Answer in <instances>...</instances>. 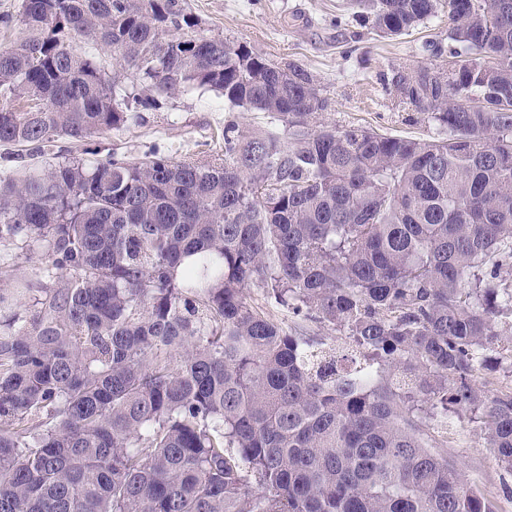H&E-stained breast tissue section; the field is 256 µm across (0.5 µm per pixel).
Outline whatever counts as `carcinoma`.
Instances as JSON below:
<instances>
[{"instance_id": "1", "label": "carcinoma", "mask_w": 512, "mask_h": 512, "mask_svg": "<svg viewBox=\"0 0 512 512\" xmlns=\"http://www.w3.org/2000/svg\"><path fill=\"white\" fill-rule=\"evenodd\" d=\"M360 6L387 38L448 9V48L425 49L461 67L386 84L438 137L321 124L309 71L187 33L179 0H22L0 142L88 141L178 87L282 132L229 121L219 163L0 181V247L45 249L60 280L0 288V512H496L431 431L466 417L512 471V390L477 382L512 354V0ZM252 287L355 355L285 330ZM73 46L79 52L92 58L106 73L112 75L115 71L118 72L120 70V77H123L122 74L124 75L122 80L128 84H132L133 77L129 75V72H122L120 66L113 60L111 52L94 39L90 37H79Z\"/></svg>"}]
</instances>
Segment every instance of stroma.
<instances>
[{
    "mask_svg": "<svg viewBox=\"0 0 512 512\" xmlns=\"http://www.w3.org/2000/svg\"><path fill=\"white\" fill-rule=\"evenodd\" d=\"M184 13L199 21L198 31L246 46L273 63L293 61L319 81L328 107L320 120L328 126L359 125L397 135H437L425 115L411 112L387 95L384 85L395 69L430 62L426 43L447 42L448 16L439 13L409 34L381 37L355 0H179ZM237 121L247 130L274 122L260 112L230 109L221 93L181 88L158 107L137 113L120 129L88 142L56 140L51 150L0 144V178L23 168L63 160L138 158L159 150L176 161L206 163L224 155V124ZM42 251L13 245L0 264V286L20 276L42 283ZM467 481L490 499L496 512H512V475L486 447L479 429L449 417L448 448Z\"/></svg>",
    "mask_w": 512,
    "mask_h": 512,
    "instance_id": "35a3bbf8",
    "label": "stroma"
}]
</instances>
